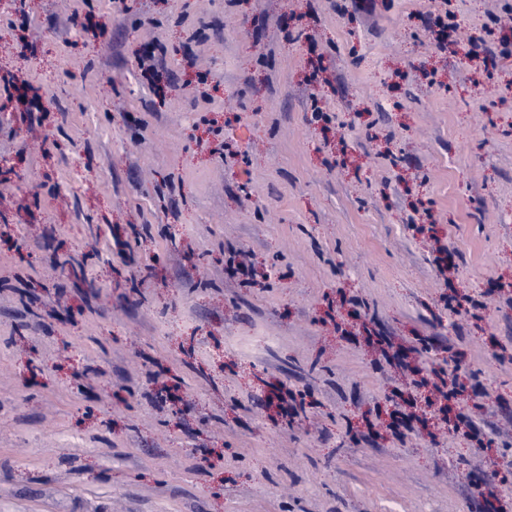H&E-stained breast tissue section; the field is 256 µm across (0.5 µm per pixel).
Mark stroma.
Segmentation results:
<instances>
[{"label":"stroma","instance_id":"35a3bbf8","mask_svg":"<svg viewBox=\"0 0 512 512\" xmlns=\"http://www.w3.org/2000/svg\"><path fill=\"white\" fill-rule=\"evenodd\" d=\"M505 42L512 0H0V512H512Z\"/></svg>","mask_w":512,"mask_h":512}]
</instances>
